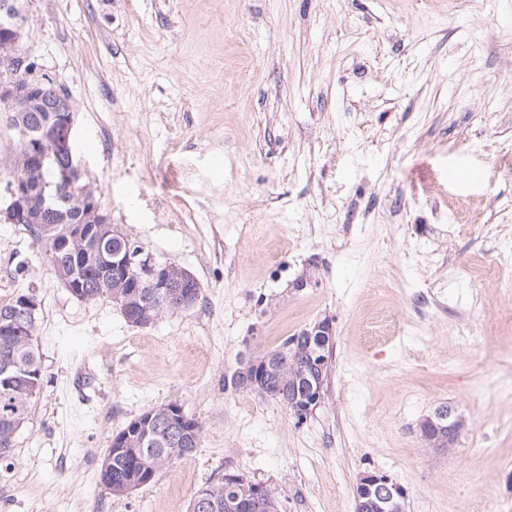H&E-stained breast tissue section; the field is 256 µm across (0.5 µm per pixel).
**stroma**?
<instances>
[{"label": "stroma", "mask_w": 512, "mask_h": 512, "mask_svg": "<svg viewBox=\"0 0 512 512\" xmlns=\"http://www.w3.org/2000/svg\"><path fill=\"white\" fill-rule=\"evenodd\" d=\"M19 6L25 46L72 95L85 181L201 297L133 326L0 220V300L38 296L43 368L0 512H188L228 471L274 489L278 512H355L366 473L400 485L405 512H512V272H484L512 242V0ZM456 164L475 178L445 185ZM454 278L468 306L413 308ZM325 319L306 419L225 387ZM172 401L204 425L199 447L112 495L113 437ZM444 404L464 422L448 451L419 429Z\"/></svg>", "instance_id": "35a3bbf8"}]
</instances>
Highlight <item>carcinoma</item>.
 Masks as SVG:
<instances>
[{"mask_svg": "<svg viewBox=\"0 0 512 512\" xmlns=\"http://www.w3.org/2000/svg\"><path fill=\"white\" fill-rule=\"evenodd\" d=\"M30 178L35 183L50 185L55 194L71 196L67 186L58 184L54 171L33 173ZM28 229L38 244L39 254L50 267H63L81 284L74 297L85 301L109 297L131 324L143 326L148 318L163 311L188 310L200 298V284L192 279L180 288L169 289L161 304L150 290L137 287L136 270H131L125 279L113 280L112 266L100 257L109 251L98 248L93 241L61 251L46 239L39 226L30 224ZM17 309L14 297L0 301V474L10 468L16 436L27 422L43 382L36 336L38 315L25 318V335L16 336L8 325L20 317ZM318 358L327 360L329 353L309 337H287L271 352L272 370L265 382L267 397L285 406L297 418H303L299 413L306 389L302 368ZM184 417L187 421L177 428L164 419H154L146 428L122 431L114 436L104 453L110 457V463L100 469L104 486L114 495H123L152 482L160 471L192 453L200 445L204 426L187 413ZM205 491V505H199L194 498L189 512H277L274 491L270 489L264 494L257 484L231 486L221 479L206 485Z\"/></svg>", "mask_w": 512, "mask_h": 512, "instance_id": "cac0c4a2", "label": "carcinoma"}]
</instances>
